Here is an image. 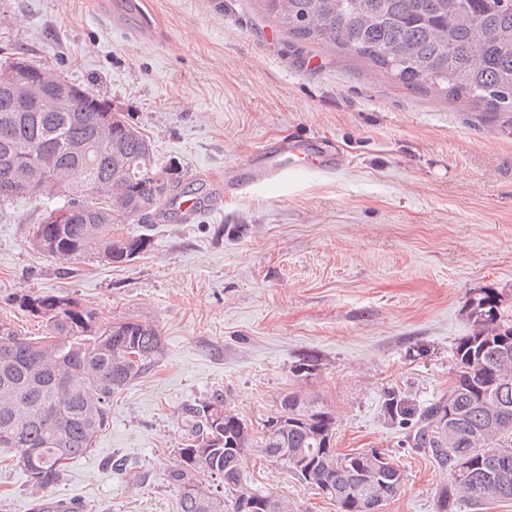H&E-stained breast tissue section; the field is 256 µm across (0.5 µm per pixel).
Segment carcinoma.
<instances>
[{"instance_id": "cac0c4a2", "label": "carcinoma", "mask_w": 512, "mask_h": 512, "mask_svg": "<svg viewBox=\"0 0 512 512\" xmlns=\"http://www.w3.org/2000/svg\"><path fill=\"white\" fill-rule=\"evenodd\" d=\"M269 20L288 36L350 51L398 83L418 91L465 98L489 112H512V0H259ZM16 67L42 74L26 93L23 111L12 110L0 84V201L17 197L19 179L40 163L67 182L73 207L62 224H35L31 243L45 256L68 264L97 250L109 263L129 262L150 246L144 235L125 237L118 226L151 222L181 195L182 174L163 184L156 176L172 168L159 161L150 138L99 95L40 64L0 60V76ZM85 95L76 108L52 98L61 85ZM120 142L116 154L103 139L104 123ZM19 307L44 324L28 338L0 318V448L32 486H57L70 462L85 456L109 425L112 396L141 379L163 353L149 323H98L95 309L60 294L16 296ZM501 296L472 298L469 334L452 349L448 391L405 417L390 390L383 401L391 421L406 429L405 442L447 474L435 490V512H476L512 501V317ZM495 358L483 363L480 352ZM319 368L307 352L293 368L306 380ZM457 419L444 421L448 409ZM188 436L169 472L179 491V512H235L237 495L266 496L274 485L251 468L260 454L288 469L306 486L321 490L327 476L372 467L365 451L335 448L336 415L304 390L284 394L273 415L254 426L215 391L182 408ZM220 479L224 491L211 488ZM359 492L334 500L336 512H359Z\"/></svg>"}]
</instances>
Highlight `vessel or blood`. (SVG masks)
Returning <instances> with one entry per match:
<instances>
[{
    "label": "vessel or blood",
    "mask_w": 512,
    "mask_h": 512,
    "mask_svg": "<svg viewBox=\"0 0 512 512\" xmlns=\"http://www.w3.org/2000/svg\"><path fill=\"white\" fill-rule=\"evenodd\" d=\"M300 164L302 173L333 172L340 164L338 154L320 145L316 137L298 136L267 144L258 149L246 163V182L287 172Z\"/></svg>",
    "instance_id": "1"
}]
</instances>
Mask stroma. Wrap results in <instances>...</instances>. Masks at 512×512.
I'll list each match as a JSON object with an SVG mask.
<instances>
[{"mask_svg":"<svg viewBox=\"0 0 512 512\" xmlns=\"http://www.w3.org/2000/svg\"><path fill=\"white\" fill-rule=\"evenodd\" d=\"M97 2L7 0L0 47L93 90L212 196L190 215L122 225L151 239L133 261L91 251L67 272L30 242L54 200L0 203V316L40 336L16 297L61 293L101 322L154 325L164 347L61 484L37 490L0 465V512L75 497L89 512H178L168 473L181 407L219 390L260 422L306 352L320 366L305 388L335 411L337 448L387 452L404 472L384 512H434L445 476L402 444L382 403L393 389L415 413L447 390L471 298L493 289L512 308V112L411 90L354 53L296 41L258 0H140L136 15L112 0L108 19ZM143 26L149 37L136 38ZM297 135L319 137L341 166L225 197L251 153ZM115 455L125 472L109 468ZM263 475L295 512H336L280 465Z\"/></svg>","mask_w":512,"mask_h":512,"instance_id":"35a3bbf8","label":"stroma"}]
</instances>
